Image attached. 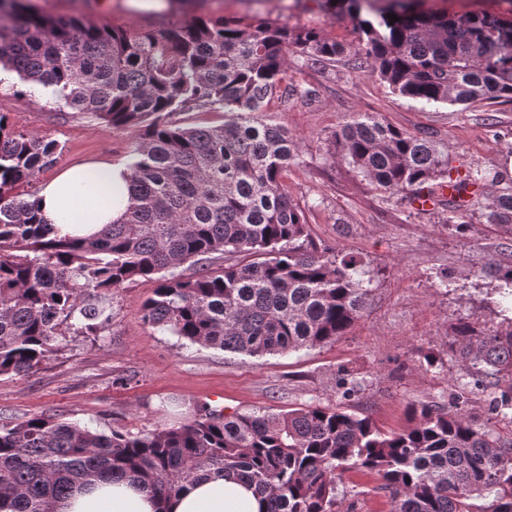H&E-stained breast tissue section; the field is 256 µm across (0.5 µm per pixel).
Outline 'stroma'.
I'll list each match as a JSON object with an SVG mask.
<instances>
[{
    "label": "stroma",
    "instance_id": "35a3bbf8",
    "mask_svg": "<svg viewBox=\"0 0 512 512\" xmlns=\"http://www.w3.org/2000/svg\"><path fill=\"white\" fill-rule=\"evenodd\" d=\"M53 17L77 16L130 32L160 30L205 14L244 23L265 21L313 29L346 45L336 62L313 66L292 54L288 84L312 93L305 104L267 113L287 126L298 159L285 178L316 243L359 256L368 272L369 305L349 335L323 346L285 355L251 357L183 344L143 321V305L156 283L135 278L89 302L112 322L97 335L62 327L60 349L25 376H0V423L45 412L108 433L149 432L185 423L211 405L225 414L284 413L307 405L342 407L369 416L385 432L409 425L408 407H447L465 372L448 350L454 328L469 321L496 326L499 307L484 270L490 259L512 254V229L490 219L491 193L512 187V103L431 104L398 96L355 66L360 47L357 22L325 0H171L160 12L134 9L130 0H30ZM422 11L446 15L486 12L512 15V0H416ZM43 140L56 142L53 165L61 170L90 161L129 164L138 137L133 128L113 129L89 114L72 111L44 89L0 75V113ZM373 113L411 134L447 145L452 166L481 171L488 185L449 211L415 209L408 193L389 194L329 153L328 137L345 118ZM467 224L465 235L455 224ZM447 286H440V277ZM349 376L360 383L342 398L337 387ZM373 470L344 472L338 492L345 512H389Z\"/></svg>",
    "mask_w": 512,
    "mask_h": 512
}]
</instances>
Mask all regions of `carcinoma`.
Listing matches in <instances>:
<instances>
[{
  "label": "carcinoma",
  "mask_w": 512,
  "mask_h": 512,
  "mask_svg": "<svg viewBox=\"0 0 512 512\" xmlns=\"http://www.w3.org/2000/svg\"><path fill=\"white\" fill-rule=\"evenodd\" d=\"M356 20L358 68L395 94L426 104L512 103V20L448 18L405 0H327ZM398 20L389 22L388 14ZM346 47L314 30L189 20L130 34L54 18L25 0H0V68L112 128L139 127L124 217L88 239L54 235L32 184L57 144L0 114V376L27 375L56 351L60 327L107 328L111 315L81 304L136 277L156 278L143 318L192 345L248 356L332 343L361 318L370 289L362 260L319 247L283 176L297 159L287 127L266 118L305 97L284 84L288 54L326 64ZM224 113L219 126L185 127L177 112ZM336 160L392 193L447 179L448 148L373 115L331 135ZM491 216L512 226V189ZM240 257L228 267L209 254ZM200 265L193 278L178 268ZM501 327L462 321L450 351L483 371L478 422L458 406L411 407V425L385 433L367 416L308 405L285 413L198 418L133 434L105 433L42 414L0 424V512H51L74 485L135 476L159 498L212 472L255 487L266 512H341L338 484L354 467L377 471L390 512H512V258L491 264Z\"/></svg>",
  "instance_id": "cac0c4a2"
}]
</instances>
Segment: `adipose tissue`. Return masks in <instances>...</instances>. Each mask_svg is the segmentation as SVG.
Returning <instances> with one entry per match:
<instances>
[{
  "label": "adipose tissue",
  "instance_id": "obj_1",
  "mask_svg": "<svg viewBox=\"0 0 512 512\" xmlns=\"http://www.w3.org/2000/svg\"><path fill=\"white\" fill-rule=\"evenodd\" d=\"M127 169L109 162L70 166L40 187L42 215L58 236L83 238L120 220L128 200ZM246 483L219 474L191 482L167 500L153 496L138 481L101 479L75 487L53 512H261Z\"/></svg>",
  "mask_w": 512,
  "mask_h": 512
}]
</instances>
